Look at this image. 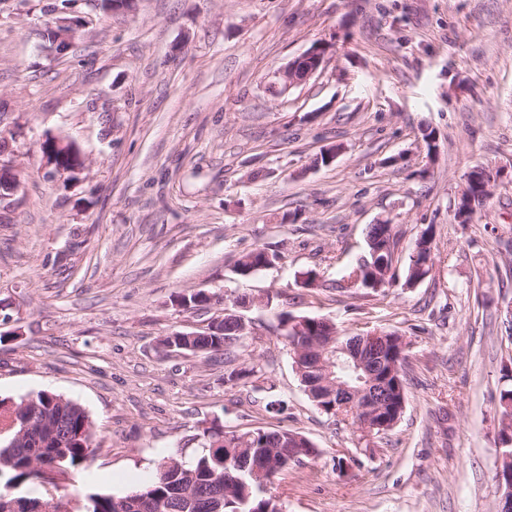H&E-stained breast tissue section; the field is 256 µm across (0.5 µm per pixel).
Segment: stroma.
<instances>
[{"label":"stroma","instance_id":"stroma-1","mask_svg":"<svg viewBox=\"0 0 512 512\" xmlns=\"http://www.w3.org/2000/svg\"><path fill=\"white\" fill-rule=\"evenodd\" d=\"M54 2L0 0V129L20 175L0 200V401L48 390L85 408L100 444L74 474L85 491L129 493L164 458L200 452L216 421L314 443L267 489L283 512H498L512 0H139L132 14L71 0L84 25L62 53L43 37ZM315 45L317 73L281 90L275 72ZM49 136L80 151L78 178L46 166ZM332 144L341 152L319 163ZM479 162L501 177L460 224L454 202ZM382 219L400 235L396 286L339 290ZM427 227L433 269L400 287ZM257 248L274 265L239 276ZM308 272L317 287H302ZM199 290L210 310L172 301ZM241 295L260 366L248 384L228 382L223 362L159 352ZM283 311L405 336V408L384 438L310 401ZM273 398L280 412L266 411Z\"/></svg>","mask_w":512,"mask_h":512}]
</instances>
